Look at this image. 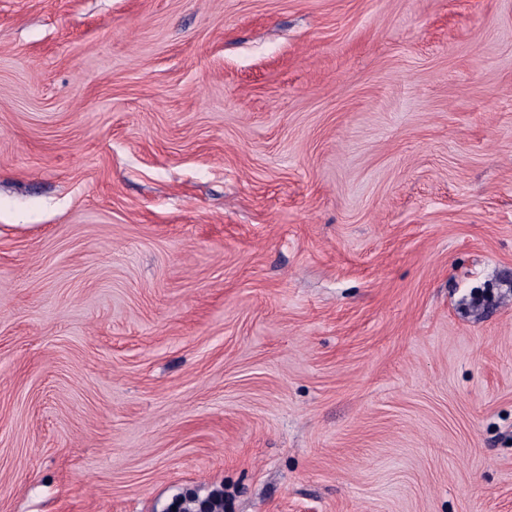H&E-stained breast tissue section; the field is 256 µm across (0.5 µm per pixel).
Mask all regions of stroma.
<instances>
[{
    "mask_svg": "<svg viewBox=\"0 0 512 512\" xmlns=\"http://www.w3.org/2000/svg\"><path fill=\"white\" fill-rule=\"evenodd\" d=\"M512 512V0H0V512Z\"/></svg>",
    "mask_w": 512,
    "mask_h": 512,
    "instance_id": "stroma-1",
    "label": "stroma"
}]
</instances>
